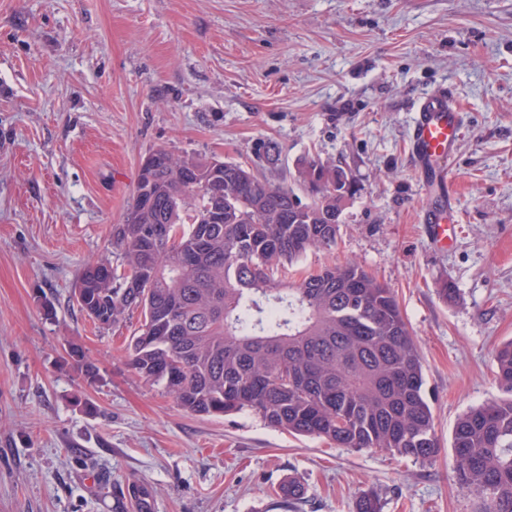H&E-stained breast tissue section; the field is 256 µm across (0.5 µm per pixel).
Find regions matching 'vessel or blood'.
<instances>
[{"mask_svg":"<svg viewBox=\"0 0 512 512\" xmlns=\"http://www.w3.org/2000/svg\"><path fill=\"white\" fill-rule=\"evenodd\" d=\"M465 127L464 112L445 93L423 96L417 103L409 129V159L423 183L436 193L422 212L421 222L432 243L447 247L456 224V181L452 161ZM124 497L136 512H155L156 503L147 487L128 484Z\"/></svg>","mask_w":512,"mask_h":512,"instance_id":"vessel-or-blood-1","label":"vessel or blood"}]
</instances>
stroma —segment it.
<instances>
[{"instance_id":"stroma-1","label":"stroma","mask_w":512,"mask_h":512,"mask_svg":"<svg viewBox=\"0 0 512 512\" xmlns=\"http://www.w3.org/2000/svg\"><path fill=\"white\" fill-rule=\"evenodd\" d=\"M439 92L467 118L445 251L419 221L428 193L408 158L413 106ZM263 140L281 150L269 178L318 157L358 181L335 247L296 267L352 262L394 290L423 361L433 463L250 412L188 414L132 369L139 317L102 330L74 301L145 157L259 171ZM511 339L512 0H0V512H123L136 481L159 512H356L363 494L382 512H480L451 433L502 397L492 354Z\"/></svg>"}]
</instances>
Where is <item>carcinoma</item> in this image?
Instances as JSON below:
<instances>
[{
  "label": "carcinoma",
  "instance_id": "carcinoma-1",
  "mask_svg": "<svg viewBox=\"0 0 512 512\" xmlns=\"http://www.w3.org/2000/svg\"><path fill=\"white\" fill-rule=\"evenodd\" d=\"M152 155L158 164L138 174L124 222L112 225V258L87 263L74 287L100 328L141 313L127 347L139 377L192 415L250 411L339 448L436 458L422 358L394 292L352 263L294 285L279 277L336 245L353 177L306 158L287 186L229 161ZM218 195L224 221L201 223ZM69 357L99 380L80 347ZM493 361L507 397L457 418L453 471L484 512H512V340Z\"/></svg>",
  "mask_w": 512,
  "mask_h": 512
}]
</instances>
